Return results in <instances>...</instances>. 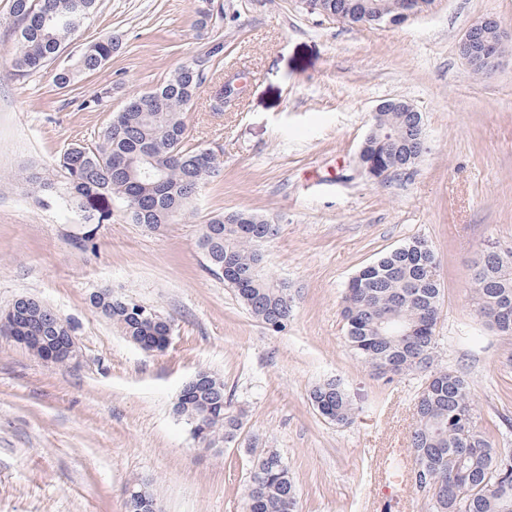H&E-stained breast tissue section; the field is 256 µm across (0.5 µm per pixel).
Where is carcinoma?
<instances>
[{
    "instance_id": "obj_1",
    "label": "carcinoma",
    "mask_w": 512,
    "mask_h": 512,
    "mask_svg": "<svg viewBox=\"0 0 512 512\" xmlns=\"http://www.w3.org/2000/svg\"><path fill=\"white\" fill-rule=\"evenodd\" d=\"M312 13L327 10L352 15L359 0H310ZM97 0H12L14 34L11 67L24 77L55 63L54 83L72 86L81 73L95 71L112 58L119 40L108 34L83 46L76 56L61 58L65 43L96 10ZM224 43L211 41L206 57L179 67L152 91L133 97L135 105L112 114L97 140L75 143L60 157L65 204L113 197L123 202L134 224L158 230L184 218L201 188L218 175L215 151L188 146L185 110L205 79L207 64L220 57ZM382 129L396 135L385 149V165L395 174L409 173L424 154L416 137L412 112L380 113ZM83 211V224L70 235L74 249L96 247L91 223L104 220ZM272 219L251 211L217 214L202 228L199 245L211 269L230 259L223 275L251 317L273 332L288 328L295 300L288 285L264 271L261 253ZM479 282L472 284L476 312L498 332L512 335V244L485 252L475 263ZM440 270L432 245L414 238L363 266L350 280L343 317L349 347L374 371L386 375L425 373L415 402L416 422L409 437L414 459L413 487L431 492L430 512H512V451L498 448L481 429L470 405V383L461 373L433 366L436 325L442 296ZM91 306L122 335L150 353L166 349L172 334L170 318L148 316L139 302L109 290L90 298ZM10 331L49 336L56 344L69 341L74 326L50 316V309L11 305ZM314 409L326 420L348 425L354 407L339 379L327 380L310 392ZM176 412L188 425L203 423L201 441L208 448L236 443L243 411L232 405L224 380L209 371L192 378L180 391ZM252 456L243 512H299L295 482L282 455L274 448H249ZM127 512H156L150 484L127 487Z\"/></svg>"
}]
</instances>
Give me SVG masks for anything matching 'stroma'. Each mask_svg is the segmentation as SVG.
Here are the masks:
<instances>
[{
	"label": "stroma",
	"mask_w": 512,
	"mask_h": 512,
	"mask_svg": "<svg viewBox=\"0 0 512 512\" xmlns=\"http://www.w3.org/2000/svg\"><path fill=\"white\" fill-rule=\"evenodd\" d=\"M214 4L226 15L203 30L194 0H99L73 43L110 32L121 47L61 90L51 66L12 76L11 0H0V311L37 297L74 325L80 350L78 364L47 363L0 336V512H125L135 480L152 485L159 512H243L251 446L280 451L301 512H429L428 491L385 477L389 465L412 468L423 375H373L347 345L342 301L362 266L428 240L442 283L434 364L466 375L481 425L512 448V336L475 312L470 293L482 251L512 241V38L491 77L458 50L476 21L512 27V0H435L395 27L342 24L302 0ZM217 36L224 56L186 124L189 146L220 152V177L159 232L106 201L96 248L75 251L78 209L44 199L28 174L60 183L67 147L91 141ZM243 71L240 104L213 111L225 79ZM100 94L98 111L82 109ZM390 99L421 112L427 151L412 174L380 181L358 154ZM237 210L279 227L266 264L295 296L286 331L254 320L206 267L203 225ZM103 289L170 317L168 347L147 353L116 333L88 302ZM202 370L222 377L245 413L238 446L199 447L174 411ZM336 377L356 411L346 426L310 401Z\"/></svg>",
	"instance_id": "stroma-1"
}]
</instances>
